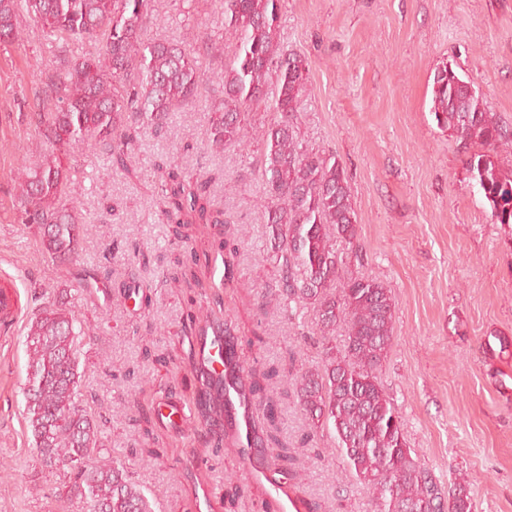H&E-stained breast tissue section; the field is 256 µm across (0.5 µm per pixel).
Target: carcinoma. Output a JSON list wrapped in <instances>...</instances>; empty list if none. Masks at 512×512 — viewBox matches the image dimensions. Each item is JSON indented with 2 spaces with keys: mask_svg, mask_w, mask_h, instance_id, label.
<instances>
[{
  "mask_svg": "<svg viewBox=\"0 0 512 512\" xmlns=\"http://www.w3.org/2000/svg\"><path fill=\"white\" fill-rule=\"evenodd\" d=\"M224 25L237 35L233 62L219 72L203 69L194 50L153 37L144 21L148 0H0V45L20 40L27 20L43 35L48 51L56 43L74 45L75 55L49 82L54 110L44 122L47 148L34 168L21 166L16 188L22 209L18 220L36 224L43 250L53 260L79 256L86 221L63 203L81 183L63 163L69 148L94 141L119 160L133 149L141 130L159 128L170 114L200 98L210 79L222 96L210 103L208 146L215 151L241 142L244 112L273 98V123L264 133L262 180L271 199L267 223L283 272L280 296L310 306L320 333L321 363L300 371L298 409L308 425L332 429L346 466L365 484L373 512H473L466 481L445 488L414 456L401 417L382 387L378 371L393 341L395 302L370 274L342 275L336 242L353 243L357 214L351 187L340 164L303 146L297 132L300 96L308 79L307 61L285 54L278 39L279 0H223ZM103 40V52L83 44ZM437 126L483 151L464 162L498 224H512V174L496 162L512 144L507 130L488 111L470 79L452 65L437 68L432 105ZM210 179L161 182L159 197L167 220L179 225L184 206L198 220L224 226L223 212L208 209ZM224 251V279L233 278L238 250ZM347 323L344 348L337 352L328 334L338 320ZM74 311L47 301L30 318L23 388L26 419L41 467L67 468L73 478L66 493L80 512H153L142 488L122 460L107 458L83 406L76 357ZM274 368L242 371L240 391L249 402L265 401V414L252 419L256 438L276 449L270 467L287 473L296 457L281 439L276 401L260 380L270 382ZM196 399L190 418L202 428L224 420V394L210 389L195 371Z\"/></svg>",
  "mask_w": 512,
  "mask_h": 512,
  "instance_id": "obj_1",
  "label": "carcinoma"
}]
</instances>
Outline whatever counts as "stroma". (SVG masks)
<instances>
[{"mask_svg": "<svg viewBox=\"0 0 512 512\" xmlns=\"http://www.w3.org/2000/svg\"><path fill=\"white\" fill-rule=\"evenodd\" d=\"M279 15L284 50L309 63L301 139L335 156L351 186L358 224L344 271L371 273L395 301L379 378L409 445L443 484L467 481L474 512H512V224L494 223L465 175L463 160L478 144L439 128L430 111L434 74L448 62L512 129V0H280ZM147 26L191 45L207 69L222 68L236 43L220 0H150ZM41 40L36 31L0 46V278L15 282L22 306L17 324H0V512L68 507L69 475L37 463L22 395L24 334L43 292L70 302L84 331L77 360L99 445L126 462L154 512H195L205 494L207 512H269L265 486L247 475L235 445L197 446L193 426L173 428L155 414L171 395L192 405L195 338L184 327L219 300L245 360L279 372L270 391L297 457L285 491L310 512H370L333 432L310 431L293 395L299 369L316 364L320 349L311 310L285 315L275 296L281 272L261 176L272 110L246 112L249 142L207 152L213 88L163 130H144L125 168L73 149L67 163L82 178L74 205L87 234L79 258L56 262L42 252L37 225L18 222L13 189L19 163L37 165L45 148L37 114L60 61ZM172 168L211 175L223 235L202 224L180 239L164 223L156 186ZM222 239L239 247L232 282L216 297L182 288L179 261ZM106 250L111 272L98 276L93 299L85 279ZM193 452L201 464L184 467Z\"/></svg>", "mask_w": 512, "mask_h": 512, "instance_id": "35a3bbf8", "label": "stroma"}]
</instances>
